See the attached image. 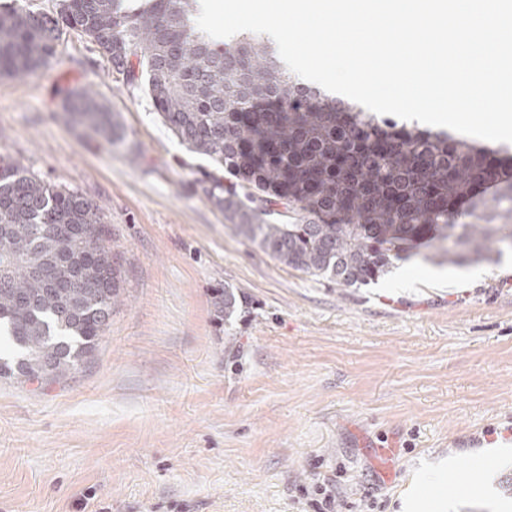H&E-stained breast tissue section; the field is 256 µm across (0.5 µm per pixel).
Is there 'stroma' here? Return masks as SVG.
I'll return each mask as SVG.
<instances>
[{"label": "stroma", "mask_w": 512, "mask_h": 512, "mask_svg": "<svg viewBox=\"0 0 512 512\" xmlns=\"http://www.w3.org/2000/svg\"><path fill=\"white\" fill-rule=\"evenodd\" d=\"M63 34L46 66L0 78V155L100 205L122 290L94 356L45 387L0 380V512H402L414 474L443 457L471 479V434L512 425V255L455 268L394 260L344 288L283 266L202 195L206 158L157 116L146 79L105 75ZM90 88L114 139L74 124ZM248 301L229 324L212 291ZM399 474L378 481L374 445ZM512 464L450 512H500Z\"/></svg>", "instance_id": "35a3bbf8"}]
</instances>
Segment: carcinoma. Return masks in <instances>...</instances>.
Wrapping results in <instances>:
<instances>
[{"instance_id":"1","label":"carcinoma","mask_w":512,"mask_h":512,"mask_svg":"<svg viewBox=\"0 0 512 512\" xmlns=\"http://www.w3.org/2000/svg\"><path fill=\"white\" fill-rule=\"evenodd\" d=\"M195 0H58L55 13L0 10V76L20 78L53 57L60 36L94 43L129 80L136 69L162 123L209 158L197 180L224 222L281 264L345 288L379 281L420 243L450 266L494 264L512 250V155L444 131L399 125L305 85L251 34L218 46L188 25ZM66 109L112 131L97 93ZM479 220L475 224L471 219ZM72 232L61 239L56 225ZM121 294L101 208L77 191L0 157V337L17 356L0 378L40 385L78 373L97 350ZM246 305L214 289L217 322Z\"/></svg>"}]
</instances>
